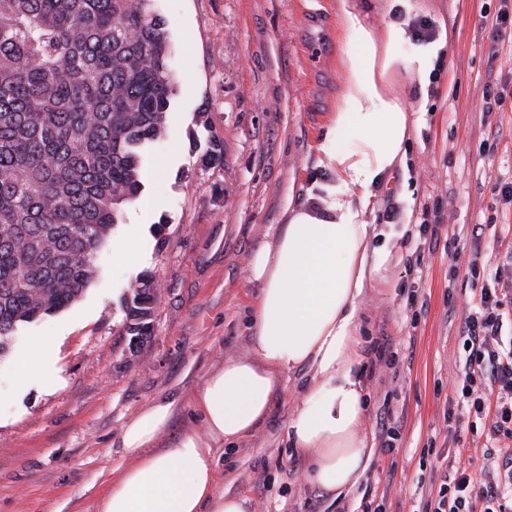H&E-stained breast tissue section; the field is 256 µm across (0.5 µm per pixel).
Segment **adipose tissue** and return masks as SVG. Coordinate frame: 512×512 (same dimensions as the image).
Instances as JSON below:
<instances>
[{"label": "adipose tissue", "mask_w": 512, "mask_h": 512, "mask_svg": "<svg viewBox=\"0 0 512 512\" xmlns=\"http://www.w3.org/2000/svg\"><path fill=\"white\" fill-rule=\"evenodd\" d=\"M410 0H392L382 27L368 24L357 0H338L339 93L306 204L287 208L272 244L249 260L257 290L253 342L246 358L227 359L191 398L201 429L156 449L174 414L163 399L135 413L122 430L133 463L95 501L94 512H253L249 497L219 491L217 444L236 445L269 418L284 374L305 370L302 401L286 427L293 448L310 457V481L328 493L357 484L374 448L363 431L365 383L357 322L367 282L390 255L373 247L368 217L376 191L403 168L411 113L400 81L430 96L429 75L449 48L446 32L414 46L401 19Z\"/></svg>", "instance_id": "obj_1"}]
</instances>
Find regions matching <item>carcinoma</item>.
I'll list each match as a JSON object with an SVG mask.
<instances>
[{
	"label": "carcinoma",
	"instance_id": "cac0c4a2",
	"mask_svg": "<svg viewBox=\"0 0 512 512\" xmlns=\"http://www.w3.org/2000/svg\"><path fill=\"white\" fill-rule=\"evenodd\" d=\"M168 43L149 0H0V355L87 290L140 198L175 93ZM156 298L141 275L127 335H151Z\"/></svg>",
	"mask_w": 512,
	"mask_h": 512
}]
</instances>
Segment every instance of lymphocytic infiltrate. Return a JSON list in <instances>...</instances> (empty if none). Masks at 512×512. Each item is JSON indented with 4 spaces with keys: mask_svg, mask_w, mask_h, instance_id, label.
<instances>
[{
    "mask_svg": "<svg viewBox=\"0 0 512 512\" xmlns=\"http://www.w3.org/2000/svg\"><path fill=\"white\" fill-rule=\"evenodd\" d=\"M481 277L458 327L465 359L453 397L444 408L445 429L458 435L465 404L491 414V443L479 473L457 467L443 473L422 512H512V300L499 289L502 270L470 266Z\"/></svg>",
    "mask_w": 512,
    "mask_h": 512,
    "instance_id": "1",
    "label": "lymphocytic infiltrate"
}]
</instances>
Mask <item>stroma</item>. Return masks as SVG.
<instances>
[{"label":"stroma","mask_w":512,"mask_h":512,"mask_svg":"<svg viewBox=\"0 0 512 512\" xmlns=\"http://www.w3.org/2000/svg\"><path fill=\"white\" fill-rule=\"evenodd\" d=\"M170 34L176 92L165 131L144 166L143 194L162 200L141 239L143 261L119 256L129 235L117 224L99 253L97 276L67 308L17 329L0 355V512H93L104 484L130 465L124 423L160 398L199 389L231 357L248 354L256 290L247 280L252 254L273 238L285 204H302L314 168L312 145L336 104V0H151ZM499 0H411L406 23L446 26L453 52L427 104L414 113L407 171L379 191L370 223L398 248L367 283L358 321L364 343L393 337L409 362L364 369V427L375 437L383 402L404 414L392 453L375 452L358 484L334 497L293 470L286 440L300 386L286 382L272 420L237 446L217 449L220 490L251 498L254 512H357L365 491L386 512H417L437 491L455 446L472 470L486 450L483 420L448 437L443 410L465 352L457 334L474 286L465 241L473 225L512 224L495 183L512 176V39L482 28ZM507 87L483 110L487 82ZM207 113L208 126L197 125ZM224 162H201L209 139ZM495 144L494 153L485 145ZM439 203L438 240L420 236L426 205ZM411 219H404V209ZM148 273L158 285L151 337L133 348L121 300ZM416 292L408 305V292ZM50 342L60 379L17 388L19 358ZM266 473L270 488L253 484Z\"/></svg>","instance_id":"1"}]
</instances>
